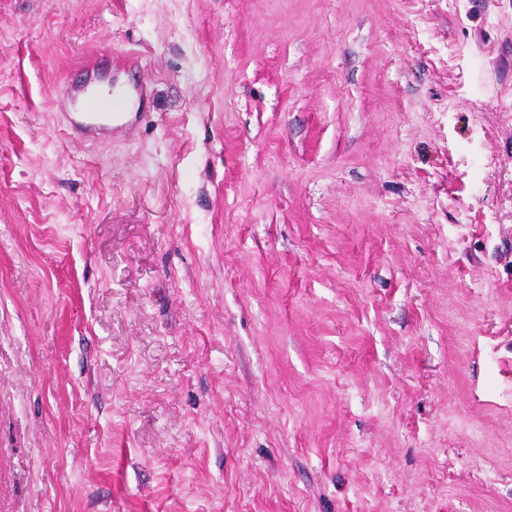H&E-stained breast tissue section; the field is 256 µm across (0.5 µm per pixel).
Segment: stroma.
I'll list each match as a JSON object with an SVG mask.
<instances>
[{"mask_svg": "<svg viewBox=\"0 0 512 512\" xmlns=\"http://www.w3.org/2000/svg\"><path fill=\"white\" fill-rule=\"evenodd\" d=\"M508 107L512 0H0V512H512ZM57 112L58 120L71 131L73 138L105 139L117 130H126L128 122L125 101L102 94H86L82 98H71Z\"/></svg>", "mask_w": 512, "mask_h": 512, "instance_id": "1", "label": "stroma"}]
</instances>
